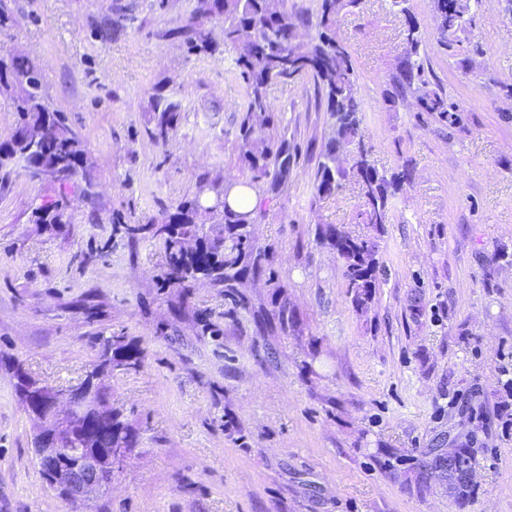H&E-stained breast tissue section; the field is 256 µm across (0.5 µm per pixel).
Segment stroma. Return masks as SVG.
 I'll list each match as a JSON object with an SVG mask.
<instances>
[{
	"mask_svg": "<svg viewBox=\"0 0 512 512\" xmlns=\"http://www.w3.org/2000/svg\"><path fill=\"white\" fill-rule=\"evenodd\" d=\"M0 45L42 71L51 107L81 134L94 200L34 224L53 187L0 178V512H512V0H480L482 53L424 65L467 112L449 128L384 96L404 57L405 14L363 0L338 17L359 76L362 132L379 170H413L386 224H360L354 181L313 191L333 122L312 83L270 86L299 162L261 194L251 226L267 272L236 287L178 286L163 245L127 225L162 222L200 176L245 182L235 138L242 88L230 61L167 38L193 0H8ZM133 23L108 40L116 8ZM182 104L167 147L145 129L155 87ZM374 239L384 270L368 308L321 241ZM141 362L115 369L105 343ZM54 387L96 375L137 438L100 501L72 505L41 474L36 423L15 368ZM475 450L473 496L418 481L434 448Z\"/></svg>",
	"mask_w": 512,
	"mask_h": 512,
	"instance_id": "stroma-1",
	"label": "stroma"
}]
</instances>
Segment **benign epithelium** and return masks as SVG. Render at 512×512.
Instances as JSON below:
<instances>
[{"mask_svg":"<svg viewBox=\"0 0 512 512\" xmlns=\"http://www.w3.org/2000/svg\"><path fill=\"white\" fill-rule=\"evenodd\" d=\"M86 389L85 383L56 389L35 379L26 392V406L37 416L34 449L46 481L73 503L104 496L114 464L126 454L120 441L107 448L94 443L99 428L112 418V405L107 399L80 401Z\"/></svg>","mask_w":512,"mask_h":512,"instance_id":"7a95c632","label":"benign epithelium"}]
</instances>
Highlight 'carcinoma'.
I'll list each match as a JSON object with an SVG mask.
<instances>
[{"label":"carcinoma","instance_id":"obj_1","mask_svg":"<svg viewBox=\"0 0 512 512\" xmlns=\"http://www.w3.org/2000/svg\"><path fill=\"white\" fill-rule=\"evenodd\" d=\"M362 0H320L316 20L288 10L285 0H195L185 23L172 30L188 53L222 57L234 52L231 72L243 88L242 116L236 139L240 157L250 173L251 189L275 186L288 176L293 154L288 141L273 135L276 108L268 97L275 81L308 77L321 96L336 126L337 137L322 152L314 177V189L323 197L337 194L351 177L358 185L362 224H387L390 200L412 183L410 167L391 174L379 171L370 159L361 133L362 106L358 75L351 55L337 34L340 12L357 8ZM436 18L434 39L448 56L470 53V35L475 25L471 0H432ZM315 24L316 36L306 42L298 31ZM406 56L390 79L387 92L393 103L413 97L420 112L431 113L448 126L462 121L464 108L448 97L426 75L420 58L425 41L418 20L406 13ZM0 96L13 105L17 120L11 136L0 142V172L20 167L37 170L50 166L62 173L55 183L58 195L49 204L33 208L36 224H64L69 218L71 193L91 200L97 186L94 165L88 162L80 136L66 116L51 108L45 96L40 68L28 57L0 48ZM146 133L158 146L171 140L181 119V105L158 88L149 101ZM348 153L351 164L337 165V154ZM224 184L206 177L198 179L193 197L181 201L154 235L163 241L168 275L181 285L202 275L233 288L247 271L265 270L266 255L252 244L249 226L256 211H237L230 206L202 204L217 198ZM210 228H205V225ZM323 241L336 249L345 262L347 287L354 303L368 308L380 275L376 243L367 237H351L336 227L322 232ZM115 368L134 365L138 354L120 341L108 344ZM473 455L469 448H439L430 463L418 472V480H448V489L464 502L472 496L469 471Z\"/></svg>","mask_w":512,"mask_h":512}]
</instances>
